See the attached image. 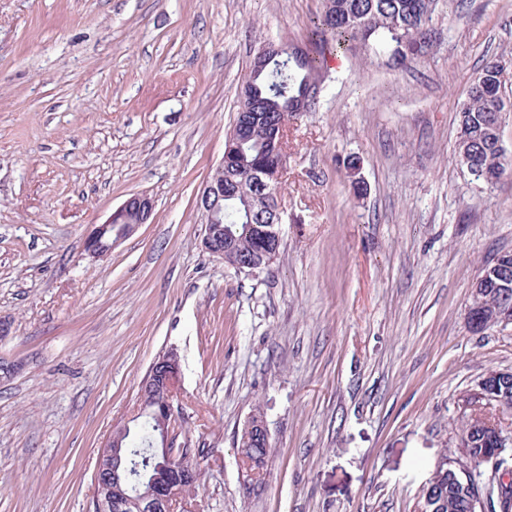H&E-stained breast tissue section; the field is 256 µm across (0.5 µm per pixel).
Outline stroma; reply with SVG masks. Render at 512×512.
I'll use <instances>...</instances> for the list:
<instances>
[{"label": "stroma", "instance_id": "35a3bbf8", "mask_svg": "<svg viewBox=\"0 0 512 512\" xmlns=\"http://www.w3.org/2000/svg\"><path fill=\"white\" fill-rule=\"evenodd\" d=\"M322 0H0V512H93L97 453L149 367L180 360L174 445L200 449L181 512H422L460 396L512 370V326L471 331L482 268L512 251V178L457 159L486 58L512 69V0H440L432 41L328 58L290 124L282 247L248 276L210 256L197 194L251 61L306 44ZM357 159L358 170L347 167ZM150 223L100 258L127 198ZM268 476L244 494L254 410ZM154 211V203L147 195H133L116 208L111 216L100 225H95L88 233L85 246L87 252L94 258L101 257L112 250V246L132 235L141 224H146ZM136 213L139 220L136 223H127V215ZM114 224L120 229L115 232L109 248H101L98 243L101 225Z\"/></svg>", "mask_w": 512, "mask_h": 512}]
</instances>
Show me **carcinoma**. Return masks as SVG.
<instances>
[{"label": "carcinoma", "instance_id": "cac0c4a2", "mask_svg": "<svg viewBox=\"0 0 512 512\" xmlns=\"http://www.w3.org/2000/svg\"><path fill=\"white\" fill-rule=\"evenodd\" d=\"M439 0H323V10L312 32L314 48L308 52L284 47L282 54L271 59L256 76L254 85L241 89L237 111L255 112L259 129L233 136L241 140L225 169L236 180L257 170L271 169L277 163L272 154L271 135L279 124L291 120L314 105V87L326 54L352 52L357 46L386 48L393 59L405 60L415 55L431 37L432 20ZM502 60L489 57L469 85L466 101L459 111L457 132L458 161L466 169L505 176L512 171V159L502 151L499 128L502 114L498 107L499 81L496 71ZM249 204L241 197L224 196V226L229 230L234 250L242 257L264 252L272 240L259 231L260 225L248 220ZM143 414L119 439L125 449L122 464L135 470L140 483L157 473L165 463L163 438L156 430L154 412L158 409L151 397L139 398ZM237 455L244 477L257 489L266 483L269 446L258 436L239 432ZM494 450V442L483 429L471 426L469 442L463 452L476 461ZM432 490L444 501L442 512H470L471 487L461 474L438 476Z\"/></svg>", "mask_w": 512, "mask_h": 512}]
</instances>
